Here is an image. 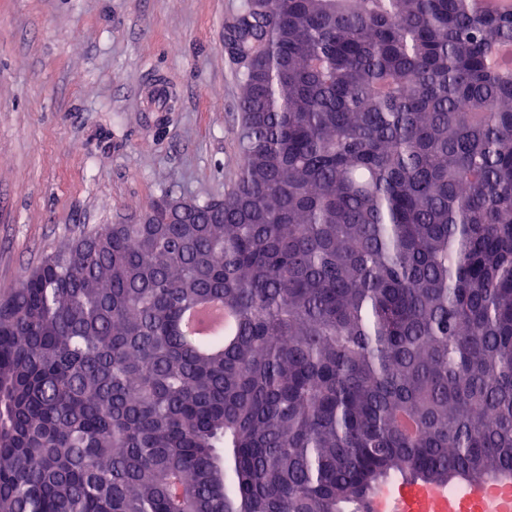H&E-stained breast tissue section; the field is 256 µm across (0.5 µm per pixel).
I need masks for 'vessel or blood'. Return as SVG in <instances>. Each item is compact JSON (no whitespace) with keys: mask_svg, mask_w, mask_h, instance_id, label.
Here are the masks:
<instances>
[{"mask_svg":"<svg viewBox=\"0 0 512 512\" xmlns=\"http://www.w3.org/2000/svg\"><path fill=\"white\" fill-rule=\"evenodd\" d=\"M512 512V497L491 494L483 480L463 482L459 494H449L447 487L412 483L395 493L375 494L370 512Z\"/></svg>","mask_w":512,"mask_h":512,"instance_id":"1","label":"vessel or blood"}]
</instances>
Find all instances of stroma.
Returning <instances> with one entry per match:
<instances>
[{
	"mask_svg": "<svg viewBox=\"0 0 512 512\" xmlns=\"http://www.w3.org/2000/svg\"><path fill=\"white\" fill-rule=\"evenodd\" d=\"M238 0H0V292L162 193L223 198L238 173ZM166 83L173 112L151 108Z\"/></svg>",
	"mask_w": 512,
	"mask_h": 512,
	"instance_id": "obj_1",
	"label": "stroma"
}]
</instances>
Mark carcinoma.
I'll list each match as a JSON object with an SVG mask.
<instances>
[{
  "instance_id": "cac0c4a2",
  "label": "carcinoma",
  "mask_w": 512,
  "mask_h": 512,
  "mask_svg": "<svg viewBox=\"0 0 512 512\" xmlns=\"http://www.w3.org/2000/svg\"><path fill=\"white\" fill-rule=\"evenodd\" d=\"M512 3L238 0L223 199L0 295V512H364L512 473ZM218 298L212 347L179 333Z\"/></svg>"
}]
</instances>
